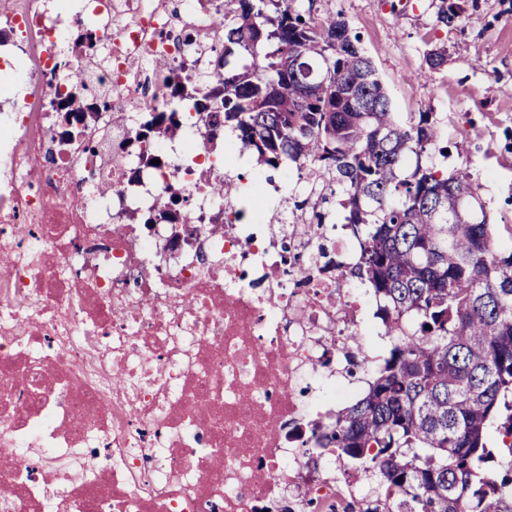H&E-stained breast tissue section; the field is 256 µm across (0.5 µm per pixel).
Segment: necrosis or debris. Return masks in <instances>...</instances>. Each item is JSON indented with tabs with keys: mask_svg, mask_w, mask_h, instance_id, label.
Wrapping results in <instances>:
<instances>
[{
	"mask_svg": "<svg viewBox=\"0 0 512 512\" xmlns=\"http://www.w3.org/2000/svg\"><path fill=\"white\" fill-rule=\"evenodd\" d=\"M70 2L0 0V512H261L302 478L290 425L349 395L361 305L328 227L267 223L259 177L250 210L224 195L246 153L193 106L224 72L219 0ZM65 88L90 105L71 126Z\"/></svg>",
	"mask_w": 512,
	"mask_h": 512,
	"instance_id": "necrosis-or-debris-1",
	"label": "necrosis or debris"
}]
</instances>
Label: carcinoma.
<instances>
[{
  "label": "carcinoma",
  "mask_w": 512,
  "mask_h": 512,
  "mask_svg": "<svg viewBox=\"0 0 512 512\" xmlns=\"http://www.w3.org/2000/svg\"><path fill=\"white\" fill-rule=\"evenodd\" d=\"M236 2L212 24L224 57L245 63L200 109L224 113L264 165L310 166L322 199L342 190L344 220L365 237L357 261L336 268L372 288L394 338L361 397L314 423L304 447L376 477L344 512H512V472L486 474L490 424L512 437V250L493 248L491 225L475 218L471 174L422 164L447 150L440 128L395 117L346 20L290 0ZM461 20L440 0L439 23Z\"/></svg>",
  "instance_id": "cac0c4a2"
}]
</instances>
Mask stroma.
I'll return each mask as SVG.
<instances>
[{
	"label": "stroma",
	"mask_w": 512,
	"mask_h": 512,
	"mask_svg": "<svg viewBox=\"0 0 512 512\" xmlns=\"http://www.w3.org/2000/svg\"><path fill=\"white\" fill-rule=\"evenodd\" d=\"M464 22L437 21L439 0H295L296 10L345 18L371 58L398 119L429 114L447 155L432 164L468 170L500 250L512 248V0H457ZM445 48L447 62L426 72L425 57ZM269 211L289 223L313 211H339L338 197L281 192Z\"/></svg>",
	"instance_id": "35a3bbf8"
}]
</instances>
